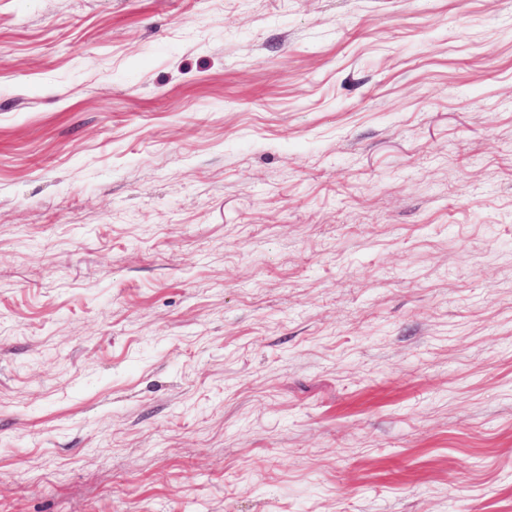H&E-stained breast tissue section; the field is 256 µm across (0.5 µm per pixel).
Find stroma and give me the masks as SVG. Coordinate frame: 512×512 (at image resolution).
<instances>
[{
  "label": "stroma",
  "instance_id": "35a3bbf8",
  "mask_svg": "<svg viewBox=\"0 0 512 512\" xmlns=\"http://www.w3.org/2000/svg\"><path fill=\"white\" fill-rule=\"evenodd\" d=\"M0 512H512V0H0Z\"/></svg>",
  "mask_w": 512,
  "mask_h": 512
}]
</instances>
